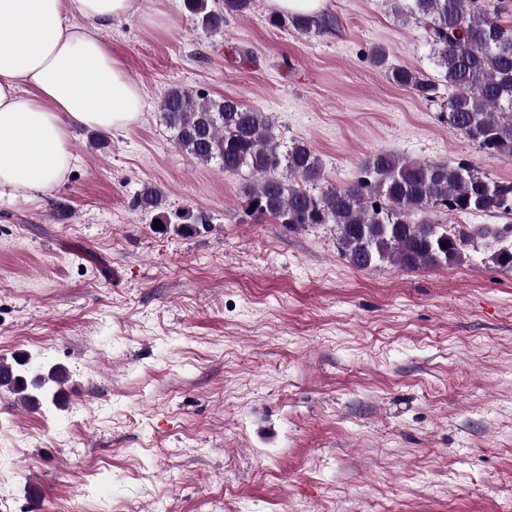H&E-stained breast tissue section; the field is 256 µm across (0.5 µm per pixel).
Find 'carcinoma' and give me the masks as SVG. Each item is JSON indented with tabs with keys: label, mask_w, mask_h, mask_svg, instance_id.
Instances as JSON below:
<instances>
[{
	"label": "carcinoma",
	"mask_w": 512,
	"mask_h": 512,
	"mask_svg": "<svg viewBox=\"0 0 512 512\" xmlns=\"http://www.w3.org/2000/svg\"><path fill=\"white\" fill-rule=\"evenodd\" d=\"M187 6L204 31L223 26L224 14L207 9L206 0H187ZM511 9L508 0H498L492 11L485 0H405L399 7L401 14L426 25L436 66L452 90L448 125L486 154L507 160H512V27L502 25L499 16ZM287 21L305 34L337 24L329 15L318 23L304 14L269 18L273 26ZM363 60L384 70L392 83L426 101L437 100L438 81L388 64L385 49L370 48ZM161 115L174 145L193 159L216 162L229 175L247 171L255 177L244 191L248 215L271 218L290 230L334 224L345 258L357 268L386 260L406 270L449 266L462 262L474 238L481 237L499 245L494 263L512 271V243L504 244L512 225L464 229L436 219L412 220L418 213L435 211L511 215L512 181L483 177L467 163L422 162L379 152L363 162L353 183L317 192L313 185L321 179V163L314 150L303 141L279 144L270 116L236 98H209L176 86L164 95ZM135 205L158 212L159 222L180 231L206 223L204 215L188 210L173 216L162 211V194L152 186L142 187ZM28 364L27 357L0 361V391L29 408L58 398L60 387L70 380L69 370L54 365L46 372L33 371Z\"/></svg>",
	"instance_id": "cac0c4a2"
}]
</instances>
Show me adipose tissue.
<instances>
[{
    "label": "adipose tissue",
    "instance_id": "1",
    "mask_svg": "<svg viewBox=\"0 0 512 512\" xmlns=\"http://www.w3.org/2000/svg\"><path fill=\"white\" fill-rule=\"evenodd\" d=\"M145 0H0V191L42 193L75 157L72 127L126 129L142 91L102 39Z\"/></svg>",
    "mask_w": 512,
    "mask_h": 512
}]
</instances>
